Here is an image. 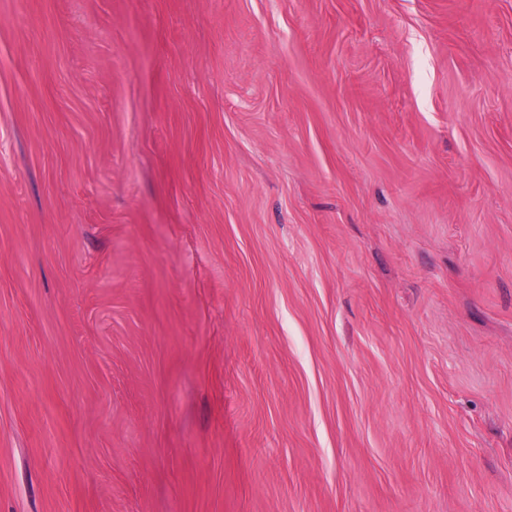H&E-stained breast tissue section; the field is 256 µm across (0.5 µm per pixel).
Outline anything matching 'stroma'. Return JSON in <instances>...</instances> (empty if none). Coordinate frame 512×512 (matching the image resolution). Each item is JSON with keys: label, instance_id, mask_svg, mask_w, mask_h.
<instances>
[{"label": "stroma", "instance_id": "stroma-1", "mask_svg": "<svg viewBox=\"0 0 512 512\" xmlns=\"http://www.w3.org/2000/svg\"><path fill=\"white\" fill-rule=\"evenodd\" d=\"M0 512H512V0H0Z\"/></svg>", "mask_w": 512, "mask_h": 512}]
</instances>
